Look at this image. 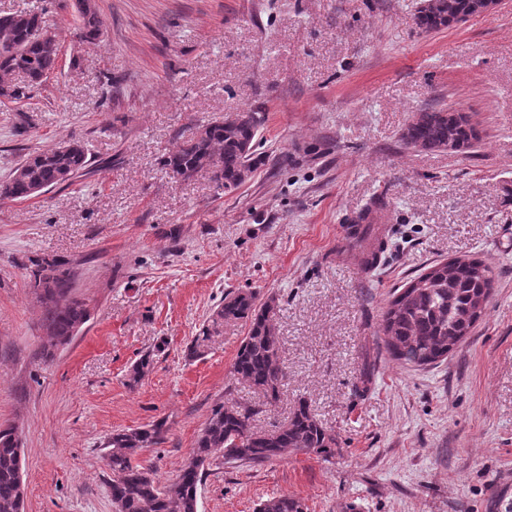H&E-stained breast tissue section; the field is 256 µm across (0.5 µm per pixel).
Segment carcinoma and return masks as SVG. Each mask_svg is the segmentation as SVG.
<instances>
[{
	"mask_svg": "<svg viewBox=\"0 0 512 512\" xmlns=\"http://www.w3.org/2000/svg\"><path fill=\"white\" fill-rule=\"evenodd\" d=\"M472 0H431L417 16L426 31L446 27L450 13H467ZM81 19L76 36L95 40L102 21L92 0H76ZM44 31L38 38L35 32ZM59 43L36 13L0 16V96L20 100L27 91L57 68ZM235 122L212 121L190 129L176 150L164 155L162 166L173 176L188 180L205 171L227 191L243 185L244 169L257 171L266 157L257 152L260 118L251 109L237 113ZM406 145L422 151L445 150L449 143L469 145L474 128L460 112L429 108L415 113L401 133ZM89 166L88 149L80 140L64 141L47 151H33L0 184V200L24 201L53 188L67 186ZM381 206L371 201L346 227V247L359 253L361 265L372 270L381 265L386 241L371 224L370 214ZM28 284L44 308V325L53 338L50 347L68 343L90 319L88 303L73 294L72 275L66 263L40 256L29 259ZM495 277L480 258L432 262L395 291L382 314V346L394 359L413 367L435 365L463 345L489 304ZM275 299L264 303L251 291H231L214 311L211 324L201 328L187 348L191 359L204 355L218 327L242 320L248 335L233 361L235 377L264 394L268 404L283 395L287 378L282 347L273 323ZM154 354L140 357L129 370L128 385L136 386L147 375ZM254 411L221 402L199 433L191 456L172 483L162 485L151 468L137 462L146 448L166 440V421L118 430L105 443L104 459L112 474L109 482L116 512H198V491L211 462L260 465L288 453L336 455V437L320 423L307 401L298 400L288 420L267 430H255L249 420ZM0 512H25L22 448L13 425L0 426ZM257 512H307L294 497L274 496L259 503Z\"/></svg>",
	"mask_w": 512,
	"mask_h": 512,
	"instance_id": "1",
	"label": "carcinoma"
}]
</instances>
